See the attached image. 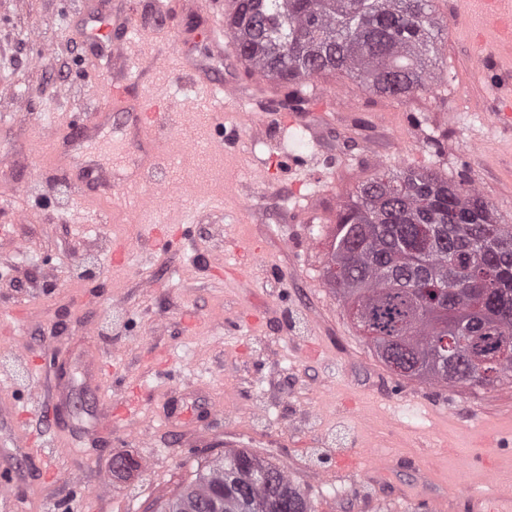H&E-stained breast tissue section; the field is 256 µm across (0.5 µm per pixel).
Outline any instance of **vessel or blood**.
<instances>
[{
    "label": "vessel or blood",
    "instance_id": "b4317fda",
    "mask_svg": "<svg viewBox=\"0 0 512 512\" xmlns=\"http://www.w3.org/2000/svg\"><path fill=\"white\" fill-rule=\"evenodd\" d=\"M458 10L472 21L471 33L490 39L500 55L512 56V0H459ZM89 47L96 57L111 56L114 47L126 45L132 25L116 18L108 0H98L86 14ZM129 136L141 156L140 163L123 173L111 172L84 153L83 142L105 123ZM173 113L164 111L156 96L137 97L129 83H111L91 118L69 124L66 131H50L37 139L44 148L46 171L65 175L73 193L90 202L111 199L116 191L142 186L150 174L165 167L170 153L168 132L176 127Z\"/></svg>",
    "mask_w": 512,
    "mask_h": 512
}]
</instances>
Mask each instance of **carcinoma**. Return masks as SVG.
Segmentation results:
<instances>
[{
	"mask_svg": "<svg viewBox=\"0 0 512 512\" xmlns=\"http://www.w3.org/2000/svg\"><path fill=\"white\" fill-rule=\"evenodd\" d=\"M433 0H230L224 30L247 73L298 103L313 79L341 73L396 99L441 72ZM326 278L397 376L446 386L512 381V224L468 180L430 168L380 170L336 217ZM163 512H315L284 468L250 448L212 459Z\"/></svg>",
	"mask_w": 512,
	"mask_h": 512,
	"instance_id": "obj_1",
	"label": "carcinoma"
}]
</instances>
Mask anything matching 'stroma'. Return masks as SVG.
I'll list each match as a JSON object with an SVG mask.
<instances>
[{"mask_svg":"<svg viewBox=\"0 0 512 512\" xmlns=\"http://www.w3.org/2000/svg\"><path fill=\"white\" fill-rule=\"evenodd\" d=\"M96 2L0 0V367L11 375L0 437L12 423L59 443L62 470L0 458L18 512H157L227 448L284 467L317 512H474L492 465L507 488L512 383L396 376L325 277L341 203L385 168L469 178L512 224L494 46L471 41L454 0H436L445 77L431 91L393 99L336 74L283 107L278 81L211 55L224 0H169L166 18L152 0H112L137 26L134 89L169 99L184 121L140 195L97 207L62 177L40 178L32 149L40 132L89 114L111 77L79 26ZM176 53L222 75L237 107L190 83ZM60 377L64 395L32 409L31 383ZM129 397L146 433L121 421ZM170 398L181 418L164 426L153 410ZM120 456L137 468L115 472Z\"/></svg>","mask_w":512,"mask_h":512,"instance_id":"1","label":"stroma"}]
</instances>
